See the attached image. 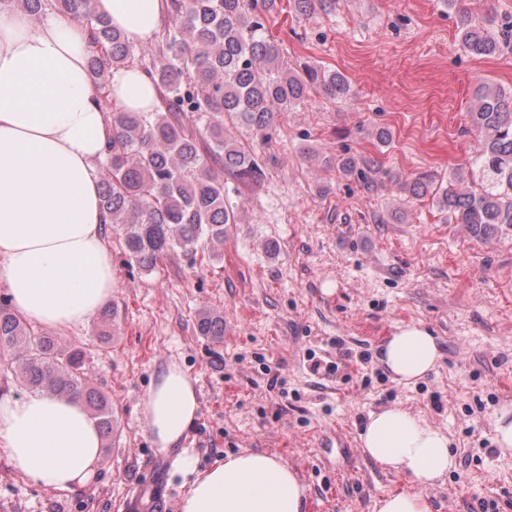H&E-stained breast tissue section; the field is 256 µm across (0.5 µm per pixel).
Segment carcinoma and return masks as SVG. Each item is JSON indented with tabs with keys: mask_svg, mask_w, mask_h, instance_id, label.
I'll return each mask as SVG.
<instances>
[{
	"mask_svg": "<svg viewBox=\"0 0 512 512\" xmlns=\"http://www.w3.org/2000/svg\"><path fill=\"white\" fill-rule=\"evenodd\" d=\"M300 15L326 10L335 0H293ZM30 20L49 14L80 23L86 35L94 101L109 111L112 70L133 63L139 47L96 12L95 0H0ZM270 0H171L161 40L142 66L160 91L154 112H112V140L101 163V205L119 227L128 263L150 273L165 256L195 257L202 244L218 250L238 214L228 199V176L255 188L265 177L253 151L224 133L229 116L253 135L265 137L275 111L291 110L314 88L338 101L351 97L348 80L336 71L288 67L277 42L266 34ZM460 48L476 57L512 46V19L487 16L472 23L459 12ZM196 113L203 129L185 124ZM469 131L482 142L458 173L434 187L428 174L400 183L414 198L427 195L438 209L464 224L473 238L489 241L512 231V89L482 82L466 113ZM343 176L373 183V159H334ZM203 336L224 337V317L204 316ZM0 367L32 393L77 399L112 440V406L92 383L85 354L55 336H37L30 324L0 302Z\"/></svg>",
	"mask_w": 512,
	"mask_h": 512,
	"instance_id": "carcinoma-1",
	"label": "carcinoma"
}]
</instances>
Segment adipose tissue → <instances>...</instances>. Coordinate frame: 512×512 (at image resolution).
<instances>
[{"label":"adipose tissue","instance_id":"1","mask_svg":"<svg viewBox=\"0 0 512 512\" xmlns=\"http://www.w3.org/2000/svg\"><path fill=\"white\" fill-rule=\"evenodd\" d=\"M99 15L134 43L151 40L164 0H96ZM83 31L56 16L33 24L19 11L0 12V283L11 308L42 327L88 323L111 298L112 253L102 236L105 214L98 164L112 133L93 101ZM112 98L125 110L151 112L158 91L136 65L112 72ZM440 349L420 324L397 327L382 350L395 380H422ZM200 404L193 379L169 365L154 380L142 412L154 443L176 446ZM364 453L407 475L417 493L379 498L375 512H429L423 490L456 466L450 440L408 409L370 414ZM96 421L73 399L29 393L0 399V450L37 485L68 490L93 479L101 465ZM193 474L178 512H304L307 488L281 457L244 450Z\"/></svg>","mask_w":512,"mask_h":512}]
</instances>
